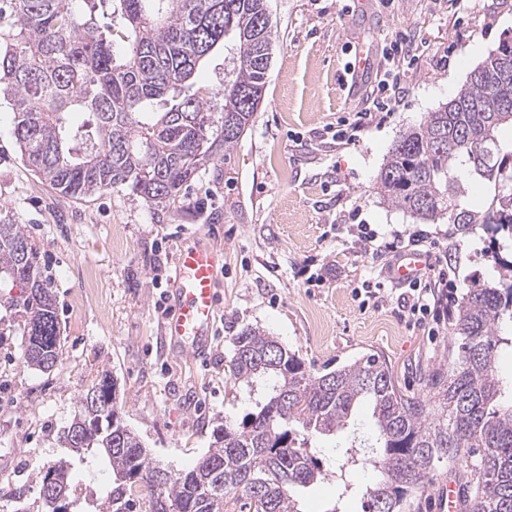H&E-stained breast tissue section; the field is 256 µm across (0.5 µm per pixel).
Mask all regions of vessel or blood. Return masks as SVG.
Listing matches in <instances>:
<instances>
[{
	"instance_id": "b4317fda",
	"label": "vessel or blood",
	"mask_w": 512,
	"mask_h": 512,
	"mask_svg": "<svg viewBox=\"0 0 512 512\" xmlns=\"http://www.w3.org/2000/svg\"><path fill=\"white\" fill-rule=\"evenodd\" d=\"M224 265L220 250L198 244L177 255L173 278V308L163 324L165 337L179 352L200 359L211 346L218 314L217 287ZM427 268L424 254L404 252L392 265L389 278L405 284L423 276Z\"/></svg>"
}]
</instances>
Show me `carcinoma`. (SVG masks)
Wrapping results in <instances>:
<instances>
[{
	"label": "carcinoma",
	"instance_id": "obj_1",
	"mask_svg": "<svg viewBox=\"0 0 512 512\" xmlns=\"http://www.w3.org/2000/svg\"><path fill=\"white\" fill-rule=\"evenodd\" d=\"M76 0H0V94L13 112L12 134L26 164L59 193L90 197L123 187L151 206L175 202L183 187L217 156H227L248 128L265 93L276 32L266 0H84L89 20H75ZM120 49L114 50L112 36ZM233 41L235 66L224 82L221 111L200 91L187 93L202 63ZM499 46L446 104L406 130L389 151L376 180L383 201L416 220L448 218L453 234L476 225L503 234L492 252L497 279L469 288L448 313L456 355L427 375V397L409 398L386 360L368 355L328 372H313L275 337L248 327L234 339L230 371L249 391L255 410L214 430L213 448L188 469L151 481L159 469L141 439L124 424L108 395L114 378L95 376L79 409L58 437L82 463L100 458L112 484L83 506L73 464L62 457L39 477L53 512H130L138 491L148 512H224L237 493L255 512H300L294 491L322 477L308 437L347 426L366 402L378 429V449L358 445L339 465L365 459L379 479L363 493V512H408L441 463L480 448L466 466L463 512H512V400L500 402L495 353L499 329L512 323V82L499 81ZM255 102H249V97ZM74 112H87L76 125ZM465 147L448 151V140ZM494 186L481 211L468 207L463 179ZM26 288L12 300L24 322L22 358L52 370L61 356L55 296L39 252L21 225L0 218V283ZM303 439H298V436ZM53 484L66 501L45 493Z\"/></svg>",
	"mask_w": 512,
	"mask_h": 512
}]
</instances>
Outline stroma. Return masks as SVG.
<instances>
[{"instance_id":"1","label":"stroma","mask_w":512,"mask_h":512,"mask_svg":"<svg viewBox=\"0 0 512 512\" xmlns=\"http://www.w3.org/2000/svg\"><path fill=\"white\" fill-rule=\"evenodd\" d=\"M277 32L262 103L228 158L215 159L182 190L179 202L153 208L112 189L85 200L56 193L21 158L13 114L0 101V214L22 225L37 248L56 298L62 356L48 372L22 362L24 324L0 286V507L49 512L40 470L65 456L60 431L102 371L119 390L125 424L159 465L191 467L224 420L252 409L228 374L235 336L257 327L295 352L312 371L382 355L393 381L425 396L424 377L444 362L447 326L413 324L399 292L364 305L363 280L381 275L353 230H419L383 203L375 180L392 144L448 102L504 41L512 39V0H268ZM413 52L394 66L406 94L394 112L355 141L334 132L368 107L383 76V48ZM450 260L449 295L493 279V238L484 227L449 234L428 225ZM224 252L220 314L206 359L166 353L163 311L170 305L174 258L185 246ZM369 406L350 425L311 445L324 479L297 495L301 512H363V492L378 474L353 466L354 490L342 493L336 471L344 448L371 440Z\"/></svg>"}]
</instances>
